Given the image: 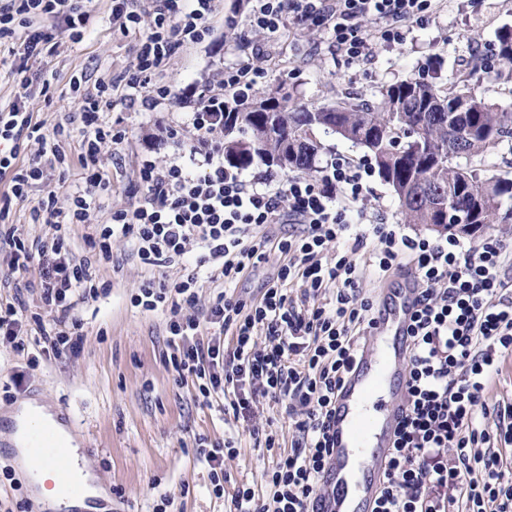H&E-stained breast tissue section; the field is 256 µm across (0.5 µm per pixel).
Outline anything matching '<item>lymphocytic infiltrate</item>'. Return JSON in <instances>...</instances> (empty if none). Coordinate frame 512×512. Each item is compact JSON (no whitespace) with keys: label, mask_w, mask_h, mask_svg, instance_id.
I'll return each instance as SVG.
<instances>
[{"label":"lymphocytic infiltrate","mask_w":512,"mask_h":512,"mask_svg":"<svg viewBox=\"0 0 512 512\" xmlns=\"http://www.w3.org/2000/svg\"><path fill=\"white\" fill-rule=\"evenodd\" d=\"M439 0H253L252 30L277 33L285 24L323 25L331 44L348 61L371 53L373 43L400 41L402 31L433 15ZM148 34L134 46V66L110 82L81 94V152L71 158L64 125L45 131L25 100L0 107V252H9L12 277L0 287L21 291L18 273L39 268L40 301L55 311L51 323L20 299L0 306V341L40 357L77 355L84 325L78 304L101 296L91 267L112 260V242L126 241L147 270L133 307L168 314L166 367L175 386L192 387L197 403L217 405L221 415L246 422L274 459L262 492L239 485L233 494L224 468L238 454L236 432L223 440L194 438L196 459L208 470L210 493L230 496L229 512H314L330 448L336 392L370 333L375 302L362 296L361 267L382 281L401 268L417 280L419 297L408 359V408L373 512H512V462L499 447L512 445V400L488 403L487 391L503 358L512 354V253L497 242L473 247L454 236L432 239L405 234L379 221L363 204L370 167L339 158L318 178L294 176L256 182L224 167V145L213 140L224 127V96L202 98L193 115L196 142L187 159L159 166L142 156L137 180L146 192L117 209L107 224L92 223L106 186L100 166L106 143L119 144L124 131L106 116L117 101L167 99L168 85L156 77L181 49L212 31L217 0H151ZM52 17L73 41H81L89 14L74 0H8L0 6V45L20 61L52 55L55 36L41 29ZM374 29L365 32L363 21ZM37 151L28 160L26 146ZM78 163L80 181L68 191L69 206L55 195L34 191L51 171ZM31 203L34 219L49 224L50 236L27 241L7 218L13 206ZM276 224H297L300 235L277 237ZM85 227L93 260H75L71 228ZM351 239L347 249L327 247ZM281 264L259 296L243 299L240 280L270 256ZM194 259L188 274L169 281L161 268ZM221 283L205 316L195 313L204 283ZM284 408L292 422L290 450L258 418L260 403ZM495 429H488V416Z\"/></svg>","instance_id":"1"}]
</instances>
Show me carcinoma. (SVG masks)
Masks as SVG:
<instances>
[{
    "instance_id": "obj_1",
    "label": "carcinoma",
    "mask_w": 512,
    "mask_h": 512,
    "mask_svg": "<svg viewBox=\"0 0 512 512\" xmlns=\"http://www.w3.org/2000/svg\"><path fill=\"white\" fill-rule=\"evenodd\" d=\"M492 57L500 66L512 63V30L500 33ZM461 108L479 127L496 131V136L472 135L462 126L456 135L460 150L450 154L448 113ZM327 113L336 114L335 133L348 141L373 134V140L362 147L396 197L407 199L402 215L408 224H438L445 219V211L433 207L434 199L410 200L413 185L443 194L442 202H452L454 212L469 215L475 191L489 183L474 173L471 160L512 139V105L478 93L468 75L449 87L409 78L383 87L376 102L349 97L323 106L295 102L276 87L261 96L239 92L224 97V163L241 171L258 164L270 166L269 157L280 152L284 142L304 126L315 129L316 121ZM322 150L320 141L305 138L299 153L289 158L288 171L298 175L318 171ZM506 197L512 200V182L494 181L482 197V223L499 220Z\"/></svg>"
}]
</instances>
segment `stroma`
I'll return each instance as SVG.
<instances>
[{
  "label": "stroma",
  "instance_id": "stroma-1",
  "mask_svg": "<svg viewBox=\"0 0 512 512\" xmlns=\"http://www.w3.org/2000/svg\"><path fill=\"white\" fill-rule=\"evenodd\" d=\"M111 7V0H83L81 8L90 14L83 39L75 44L60 36L56 54L34 62L29 74H20L13 56L1 51L0 107L29 90L31 112L50 129L81 110L78 100L64 94L72 75L84 74L93 84L131 70L135 39L113 34ZM248 7L247 0H220L213 34L180 50L161 73L171 95L160 105L151 109L120 103L110 112L109 121L125 130L126 138L102 152L107 188L93 223H109L113 209L142 195L135 177L141 156L152 155L163 166L182 162L194 142L192 118L199 92L219 91L224 68L251 47L264 52L252 91L280 85L302 103L327 105L345 96L371 99L384 85L417 77L435 59L441 62L438 83L449 86L468 73L478 92L512 103V70L503 69L497 80L471 71L499 32L512 29V0H443L437 14L401 42L374 44L370 56L356 64L338 54L326 31L316 26L298 30L288 25L271 37L251 31ZM228 15L236 16V27H225ZM93 270L97 281L111 284L112 290L108 297L77 308L85 331L78 355L47 358L31 369L26 357L0 341V413L20 400L44 396L60 414L74 415L85 464L108 491H119L124 512H151L163 494L173 497L174 512H227L228 501L210 495L207 470L190 445L200 434L223 440L225 425L217 407L199 405L190 388L172 384L165 366V314L140 312L130 302L143 269L117 240L111 264H97ZM15 368L29 372L20 391L9 386ZM238 430L239 453L224 463L230 484L261 489L272 458L255 443L246 424ZM32 496L15 449L0 447V512H14L20 498Z\"/></svg>",
  "mask_w": 512,
  "mask_h": 512
}]
</instances>
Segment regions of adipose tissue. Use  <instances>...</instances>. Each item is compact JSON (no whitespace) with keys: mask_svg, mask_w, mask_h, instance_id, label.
<instances>
[{"mask_svg":"<svg viewBox=\"0 0 512 512\" xmlns=\"http://www.w3.org/2000/svg\"><path fill=\"white\" fill-rule=\"evenodd\" d=\"M11 440L17 447L19 459L23 469L32 474V484L40 498V500L51 508L52 512H59L60 508H81L82 512H87L90 500L99 499L103 496V490L99 486L96 477L88 468H78L77 474L81 480L85 498L83 501L74 502L68 500L63 494L57 481V466L54 463L33 458L29 449L25 446V440L21 433H14Z\"/></svg>","mask_w":512,"mask_h":512,"instance_id":"ef3b65f1","label":"adipose tissue"}]
</instances>
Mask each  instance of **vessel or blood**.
<instances>
[{
	"label": "vessel or blood",
	"instance_id": "obj_1",
	"mask_svg": "<svg viewBox=\"0 0 512 512\" xmlns=\"http://www.w3.org/2000/svg\"><path fill=\"white\" fill-rule=\"evenodd\" d=\"M417 293L409 272L379 291L370 335L336 398L318 512H372L406 415L409 326ZM25 438L36 456L60 463L58 480L67 496L81 497L84 489L68 466L70 448L52 427L31 425Z\"/></svg>",
	"mask_w": 512,
	"mask_h": 512
}]
</instances>
